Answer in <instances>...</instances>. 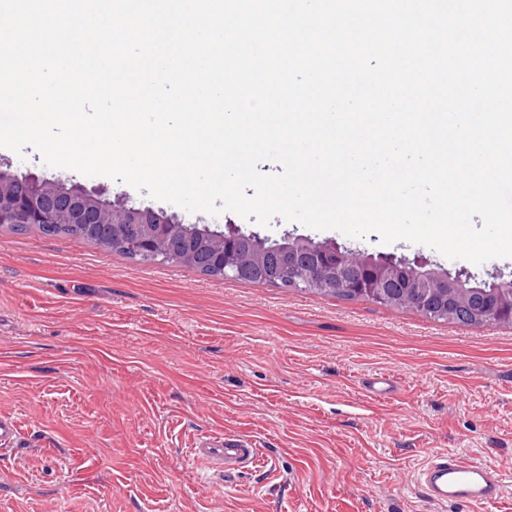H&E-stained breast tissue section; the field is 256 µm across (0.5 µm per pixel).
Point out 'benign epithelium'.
Returning <instances> with one entry per match:
<instances>
[{
  "label": "benign epithelium",
  "instance_id": "7a95c632",
  "mask_svg": "<svg viewBox=\"0 0 512 512\" xmlns=\"http://www.w3.org/2000/svg\"><path fill=\"white\" fill-rule=\"evenodd\" d=\"M16 224H78L88 233L122 227L125 232L112 234V249L154 259L172 255L191 231L181 216L137 205L124 193L110 199L105 191L89 189L71 177L48 179L0 169V227ZM241 241L250 244L248 251L238 249ZM203 242L221 244L217 269L226 278L241 277L249 267L276 256L279 263L270 279L281 288H345L353 294L364 288L385 302H401L422 314L437 307L475 328L492 318L512 322V278L478 281L422 259L374 255L308 237L288 239L286 252L281 243L240 230L211 229Z\"/></svg>",
  "mask_w": 512,
  "mask_h": 512
}]
</instances>
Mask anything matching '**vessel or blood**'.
Segmentation results:
<instances>
[{"mask_svg":"<svg viewBox=\"0 0 512 512\" xmlns=\"http://www.w3.org/2000/svg\"><path fill=\"white\" fill-rule=\"evenodd\" d=\"M194 455L203 464L231 472L245 464L256 463L258 449L239 438L212 436L199 442ZM418 481L436 502L489 505L503 493L501 483L484 464L455 455L431 460Z\"/></svg>","mask_w":512,"mask_h":512,"instance_id":"1","label":"vessel or blood"}]
</instances>
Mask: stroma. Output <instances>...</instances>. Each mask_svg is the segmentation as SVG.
Listing matches in <instances>:
<instances>
[{
  "label": "stroma",
  "mask_w": 512,
  "mask_h": 512,
  "mask_svg": "<svg viewBox=\"0 0 512 512\" xmlns=\"http://www.w3.org/2000/svg\"><path fill=\"white\" fill-rule=\"evenodd\" d=\"M203 222L512 274V257L476 265L375 233ZM0 416L22 432L0 454V512H512V327L144 264L35 228H0ZM220 435L251 441L263 466L198 463L195 442ZM441 454L490 467L502 498L432 502L417 474Z\"/></svg>",
  "instance_id": "35a3bbf8"
}]
</instances>
